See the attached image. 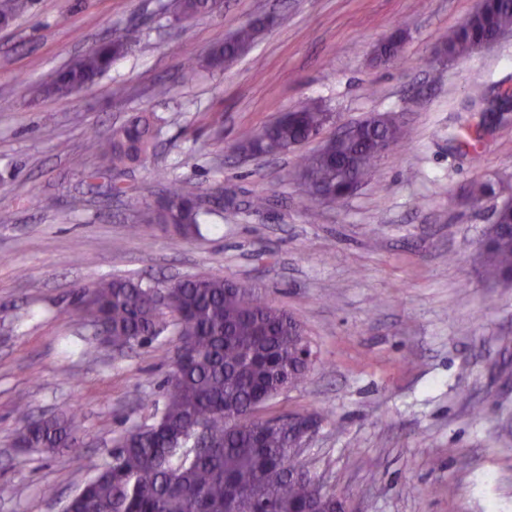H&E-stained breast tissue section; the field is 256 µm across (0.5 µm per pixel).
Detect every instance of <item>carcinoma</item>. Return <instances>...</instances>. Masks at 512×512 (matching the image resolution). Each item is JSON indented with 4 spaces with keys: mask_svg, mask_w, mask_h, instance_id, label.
Masks as SVG:
<instances>
[{
    "mask_svg": "<svg viewBox=\"0 0 512 512\" xmlns=\"http://www.w3.org/2000/svg\"><path fill=\"white\" fill-rule=\"evenodd\" d=\"M32 0H0V21L9 25L26 15ZM180 15L203 16L214 9L210 0H179ZM265 21L240 28L218 43L207 67L224 63L251 45ZM512 31V0H481L479 9L444 39L447 56L462 60ZM133 40L104 42L91 48L75 65L49 73L36 87L38 94L68 96L92 85L131 49ZM329 113L313 103L294 110V118L279 119L258 136L246 134L238 148L255 154H285L316 136ZM403 125L381 116L366 132L344 143L333 139L300 157L299 176L311 202L329 204L348 198L347 186L365 182L379 155L373 141L398 145ZM155 137L150 122L131 116L106 138L93 136L88 150L99 163L86 176H112L142 162ZM136 215L137 229L158 224L189 238L201 234L202 217L224 207V198H207L190 181L166 186L161 199L145 204L126 198ZM481 250L489 275L512 283V202L494 212ZM77 309L114 347L132 348L159 335L164 311L176 317L173 369L165 381V400L149 425L134 426L117 441L112 466L83 487L82 498L70 512H333L336 493L317 484L299 453L291 448L286 427L268 425L254 414L279 393L281 385L302 384L312 364L301 359L303 330L288 313L254 288L227 278L199 275L165 285L103 277L82 287ZM17 443L23 448L81 450L76 433L79 414L33 419Z\"/></svg>",
    "mask_w": 512,
    "mask_h": 512,
    "instance_id": "1",
    "label": "carcinoma"
}]
</instances>
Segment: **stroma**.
Wrapping results in <instances>:
<instances>
[{
	"label": "stroma",
	"instance_id": "35a3bbf8",
	"mask_svg": "<svg viewBox=\"0 0 512 512\" xmlns=\"http://www.w3.org/2000/svg\"><path fill=\"white\" fill-rule=\"evenodd\" d=\"M478 4L222 0L180 20L162 0H33L0 27V100L12 103L0 111V512H62L111 461L114 438L164 401L173 315L120 352L75 322L77 287L198 274L261 289L301 325L315 366L258 415L319 413L301 459L351 512H512V288L481 266L499 200L472 196L481 181L512 186V34L463 60L439 53ZM266 16L224 70L202 68L224 37ZM397 32L401 60L376 63ZM129 35L132 51L89 89L35 95L44 73ZM307 101L332 115L320 139L277 158L237 152L242 131ZM135 112L154 118L156 136L120 178L130 195L150 203L184 179L234 195L201 236L134 233L123 201L86 178L88 137ZM373 113L400 117L401 142L343 204L310 203L300 157ZM256 194L267 209H246ZM21 407L35 418L78 408L82 450L15 447Z\"/></svg>",
	"mask_w": 512,
	"mask_h": 512
}]
</instances>
